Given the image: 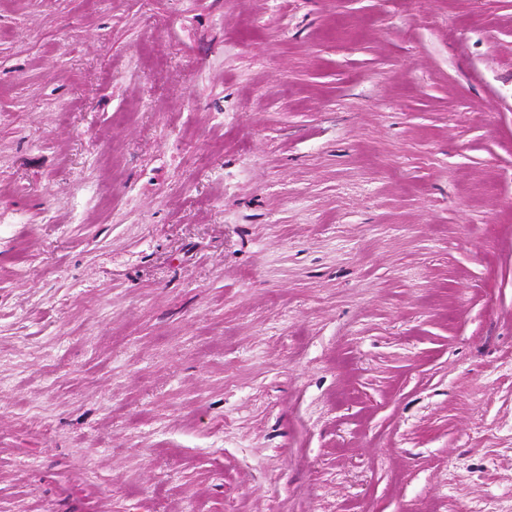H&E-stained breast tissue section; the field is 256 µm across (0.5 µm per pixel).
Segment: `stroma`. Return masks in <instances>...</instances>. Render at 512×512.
Instances as JSON below:
<instances>
[{
  "instance_id": "obj_1",
  "label": "stroma",
  "mask_w": 512,
  "mask_h": 512,
  "mask_svg": "<svg viewBox=\"0 0 512 512\" xmlns=\"http://www.w3.org/2000/svg\"><path fill=\"white\" fill-rule=\"evenodd\" d=\"M0 512H512V0H0Z\"/></svg>"
}]
</instances>
